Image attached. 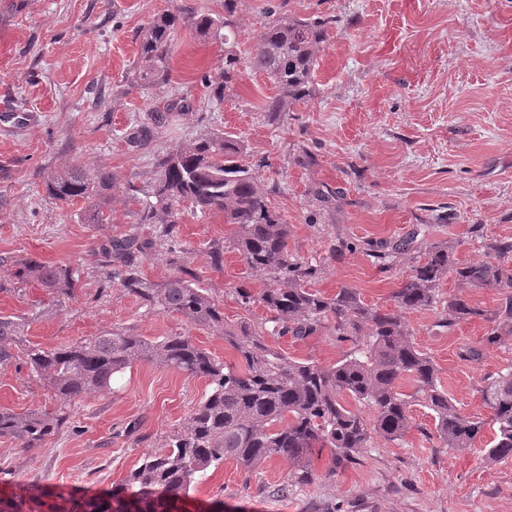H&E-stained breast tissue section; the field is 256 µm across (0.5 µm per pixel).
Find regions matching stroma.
<instances>
[{
  "label": "stroma",
  "mask_w": 512,
  "mask_h": 512,
  "mask_svg": "<svg viewBox=\"0 0 512 512\" xmlns=\"http://www.w3.org/2000/svg\"><path fill=\"white\" fill-rule=\"evenodd\" d=\"M0 0V20L14 43L0 57V89L35 123L0 122V281L11 268L2 257L31 256L79 265L71 299L55 305L44 289L25 296L0 292V312L28 317L31 343L51 348L115 327L151 339L183 335L225 362H234L221 332L158 314L119 287L103 288L97 251L107 237L153 236L137 213L156 176V158L207 132L244 141L269 200L290 226L288 247L319 267L311 286L330 295L347 284L368 304L389 306L409 273L408 257L380 271L363 241L405 237L427 225V239L448 243L456 262H477L491 238H512V0H240L237 49L252 51L267 12L335 17L319 53L315 92L280 123L261 110L275 89L244 68L233 93L213 105L202 77L224 65L222 44L179 28L172 43L168 85L120 92L138 67L137 36L176 0ZM187 98L193 109L153 128L141 147L127 138L148 125L160 101ZM77 164L112 169L117 181L109 222L84 223V201L61 203L45 191L48 173ZM338 192L319 202L315 187ZM481 225L482 235L471 225ZM222 215L184 214L176 227L184 268L224 310L230 324L268 327L269 312L243 306L236 294H259L269 282L250 272L227 242ZM353 250L335 257V237ZM225 244L224 267L211 266L209 246ZM442 308L407 313L416 346L439 368L441 384L462 409L486 420L466 453L442 447L427 409L414 407V427L403 441L374 448L329 473V451L314 455L315 480L290 486V464L276 457L252 474L225 461L208 470L184 501L186 512H512V460L492 464L484 450L495 436L492 414L478 394L485 378L512 366V349H486L479 361L461 360L477 343L479 320L439 328ZM274 348L296 360L333 364L347 347L329 335L300 342L269 335ZM208 390L207 382L149 363L127 369L111 392L76 399L67 427L41 447L26 450L0 438V493L38 482L94 494L119 482L147 454L163 451ZM52 391L32 379L23 362L0 367V408L22 413L52 409Z\"/></svg>",
  "instance_id": "obj_1"
}]
</instances>
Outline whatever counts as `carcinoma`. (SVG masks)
Returning a JSON list of instances; mask_svg holds the SVG:
<instances>
[{
  "label": "carcinoma",
  "instance_id": "carcinoma-1",
  "mask_svg": "<svg viewBox=\"0 0 512 512\" xmlns=\"http://www.w3.org/2000/svg\"><path fill=\"white\" fill-rule=\"evenodd\" d=\"M239 0H224V15L199 13L182 0L138 35L139 69L136 86L145 90L168 84L171 47L175 31L189 25L209 39L224 43V68L204 76L211 101L223 103L234 91L244 64L236 51ZM328 21L290 16L269 17L254 45L251 64L273 83L276 93L262 111L277 121L313 90L318 52L326 40ZM175 109L188 110L182 99L149 115L151 126L161 127ZM242 142L232 134L209 133L188 147L166 151L157 164L150 200L142 204L139 223L157 224L151 238L134 234L111 236L99 248L100 277L120 286L158 313H175L199 328L224 331V343L237 356L228 364L199 347L189 336L149 339L123 328L71 344L43 348L27 341L28 320L0 313V366L22 360L30 376L46 384L58 400L52 410L17 413L0 409V438L24 449L36 448L67 424L69 405L92 393H108L112 380L133 365L148 362L183 372L208 382V391L188 413L182 426L168 436V449L143 457L122 483L97 495L63 493L45 485L20 487L0 497V512H182L199 477L226 460L253 472L274 458L288 459V485L311 482L313 454L327 448L329 473L354 463L380 439L397 444L413 428L412 407L428 409L436 438L454 452L472 450L485 427L482 418L465 413L443 387L432 357L419 350L405 320L409 311L426 310L440 302V287L454 275L461 288H490L500 292L491 309L472 303L464 294L446 301L440 327L453 330L467 320H482L489 330L481 346H466L459 357L478 361L483 346H512V238L485 243L486 259L458 263L442 242L417 243V235L366 241L363 250L381 270L395 260L412 255L411 273L391 294L393 308L364 302L349 285L326 295L308 287L317 266L288 249L290 227L272 209ZM114 176L103 167L88 174L71 165L45 179L50 198L88 203L83 220L106 223L104 211L112 197ZM201 215L222 214L234 226L232 248L247 269L265 276L269 287L256 296L243 288L237 293L244 305L259 304L271 314L273 332L296 340L323 330L350 348L332 365L294 360L266 342L263 331L246 322H224V310L206 289L179 264L175 226L183 206ZM169 245L174 273L158 286L144 278L139 259L144 253ZM11 290L23 295L37 283L62 303L80 277L71 265H52L37 258H10ZM413 383L410 393L399 382ZM481 400L496 425L486 461L512 459V368L498 371L479 389Z\"/></svg>",
  "mask_w": 512,
  "mask_h": 512
}]
</instances>
